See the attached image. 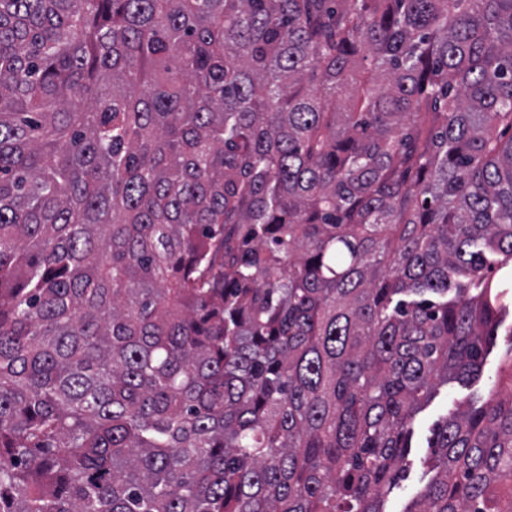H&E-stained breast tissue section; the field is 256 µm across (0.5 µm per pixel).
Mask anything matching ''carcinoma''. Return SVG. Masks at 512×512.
I'll use <instances>...</instances> for the list:
<instances>
[{
  "mask_svg": "<svg viewBox=\"0 0 512 512\" xmlns=\"http://www.w3.org/2000/svg\"><path fill=\"white\" fill-rule=\"evenodd\" d=\"M511 264L512 0H0V512H384ZM508 377L405 512H512Z\"/></svg>",
  "mask_w": 512,
  "mask_h": 512,
  "instance_id": "cac0c4a2",
  "label": "carcinoma"
}]
</instances>
